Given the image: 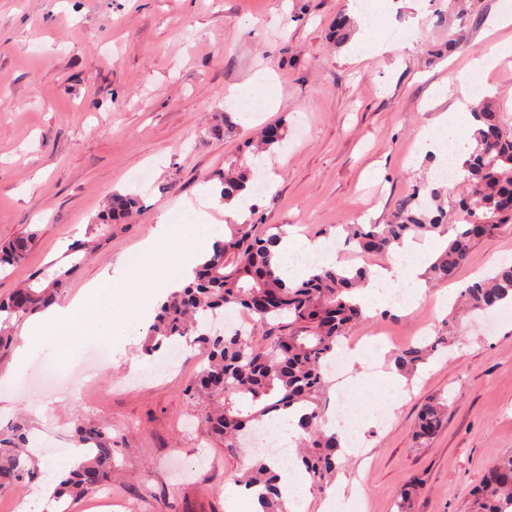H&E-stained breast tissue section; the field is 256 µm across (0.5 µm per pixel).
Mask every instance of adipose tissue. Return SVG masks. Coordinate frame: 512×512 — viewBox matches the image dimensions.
<instances>
[{
  "mask_svg": "<svg viewBox=\"0 0 512 512\" xmlns=\"http://www.w3.org/2000/svg\"><path fill=\"white\" fill-rule=\"evenodd\" d=\"M512 56V42L505 40L498 43L488 54L475 56L468 65L466 73L460 74L456 86H441L438 90L440 98L455 96L456 109L452 112L441 113L433 124L422 130L417 139V145L424 153H444L452 150L463 153L466 143L475 128L474 123H460L458 116L467 112L473 99L470 95L469 76L473 73H488L500 61ZM417 256L414 264H402V257ZM430 254L428 249L407 240L401 246L395 247L392 260L388 266L375 268L366 288L360 290L357 298L365 310L371 311L376 307L388 305L392 297L401 289L416 291L422 288L421 276L425 271Z\"/></svg>",
  "mask_w": 512,
  "mask_h": 512,
  "instance_id": "adipose-tissue-1",
  "label": "adipose tissue"
}]
</instances>
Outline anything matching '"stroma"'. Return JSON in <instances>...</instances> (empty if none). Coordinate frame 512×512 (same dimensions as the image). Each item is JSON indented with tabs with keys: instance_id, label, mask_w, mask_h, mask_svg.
Instances as JSON below:
<instances>
[{
	"instance_id": "35a3bbf8",
	"label": "stroma",
	"mask_w": 512,
	"mask_h": 512,
	"mask_svg": "<svg viewBox=\"0 0 512 512\" xmlns=\"http://www.w3.org/2000/svg\"><path fill=\"white\" fill-rule=\"evenodd\" d=\"M375 10L390 50L373 57L330 37L339 15L354 14L353 0H0V242L37 234L25 266L0 271V296L33 272L70 268L69 246L88 240L114 192L139 193L142 208L73 270L65 298L138 254L179 211H205L230 231L217 176L253 129L279 122L288 135L265 155L267 190L254 200L253 223L334 243L346 265H379L345 245L346 225L388 223L396 199L434 178L437 158L415 143L443 111L435 87L455 83L471 55L512 40V26L490 25L512 0H475L462 17L427 0H377ZM459 29L467 44L447 53L448 33ZM406 30L411 39H392ZM248 81L264 94L245 103L232 91ZM215 112L234 126L219 140L202 131ZM144 172L148 184L136 188ZM502 254L512 255V233L477 245L455 281L425 284L414 309L376 310L356 335L390 353L415 342L419 327L437 335L449 315L439 297L487 275ZM492 315L489 331L482 316L458 314L447 347L406 379L391 419L360 429L365 453L349 454L336 477L358 487L366 512H397L396 493L413 476L424 480L418 512H464L484 470L512 455V308ZM199 355L115 345L83 392L42 383L74 360L33 359L0 422L31 426L48 478L74 448L77 423L110 421L112 512H226L224 486L249 455L226 453L202 428L176 430L194 415L183 390ZM393 370L388 360L367 373L355 406L391 403ZM439 394L452 401L448 420L417 445V411Z\"/></svg>"
}]
</instances>
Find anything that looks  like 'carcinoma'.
<instances>
[{"mask_svg":"<svg viewBox=\"0 0 512 512\" xmlns=\"http://www.w3.org/2000/svg\"><path fill=\"white\" fill-rule=\"evenodd\" d=\"M476 126L472 146L463 161L458 195H448V208L437 203L439 188L416 187L395 205L388 224H347L348 242L362 252L390 256L410 236L445 233L454 237L437 253L423 277L430 282L456 279L480 240L512 229V114L500 112L489 100L473 112ZM288 129L273 124L261 129L257 141L247 142L252 158L282 144ZM253 164L241 157L219 176V198L227 202L253 180ZM141 208L132 195L115 193L106 199L97 224L98 238L70 247L72 266L53 277L35 273L6 297H0V351L14 338L15 325L50 305L63 294L69 276L87 254L112 236ZM257 225L234 224L230 238L214 242L212 251L193 271V279L172 291L160 304L142 343L146 354L163 344L178 346L193 337L206 360L184 389L188 404L200 411L206 434L223 443L230 453H242L254 429L262 422L300 413L296 439L298 460L311 486L325 492L341 466L342 445L336 434L323 428L329 382L322 373L325 360L336 353L349 332L366 315L354 293L369 281L365 267L321 265L303 280L287 283L275 260L280 234H259ZM35 233L28 232L0 243V268L24 263ZM512 297V266H500L491 276L468 285L463 301L473 312L500 307ZM227 308L239 309L254 319L249 333L213 334L209 316ZM442 338L410 345L393 357L397 371L410 378L431 357ZM448 417V399L432 397L420 408L413 430L415 442L433 439ZM77 441L86 459L63 480L55 500H79L112 481V431L97 423L77 428ZM29 444V429L22 422L0 427V494L16 484L35 480L41 472L35 462L22 458ZM280 475L265 457L253 459L235 479L247 490H259L261 512H289ZM423 479L409 481L396 496L397 512H416L417 491ZM512 509V455L489 466L473 491L467 512H508Z\"/></svg>","mask_w":512,"mask_h":512,"instance_id":"1","label":"carcinoma"}]
</instances>
